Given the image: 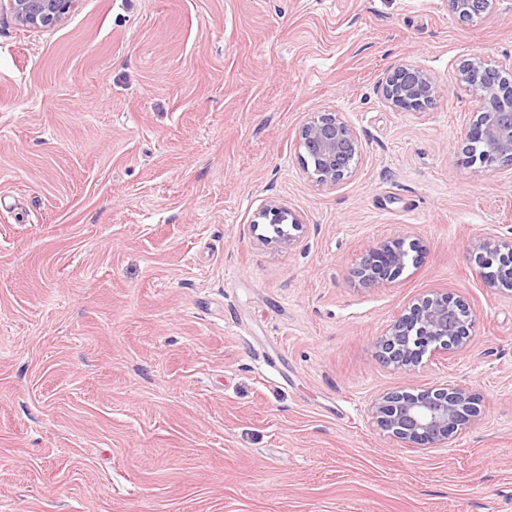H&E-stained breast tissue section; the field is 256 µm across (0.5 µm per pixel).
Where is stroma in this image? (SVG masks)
Wrapping results in <instances>:
<instances>
[{"instance_id": "1", "label": "stroma", "mask_w": 512, "mask_h": 512, "mask_svg": "<svg viewBox=\"0 0 512 512\" xmlns=\"http://www.w3.org/2000/svg\"><path fill=\"white\" fill-rule=\"evenodd\" d=\"M512 58V0H79L56 28L0 11V512H512V163H467L462 64ZM413 62L420 111L379 84ZM337 112L356 173L316 185L297 133ZM305 225L258 244L267 201ZM419 263L367 288L377 241ZM475 315L467 349L375 348L415 298ZM480 415L448 444L379 434L376 395L443 383ZM498 0H448V11L460 20L479 23L497 9ZM385 101L397 110H420L439 94V88L430 74L421 66L399 65L381 82ZM469 251L489 288L502 283L500 277L512 282V236H480L471 242Z\"/></svg>"}]
</instances>
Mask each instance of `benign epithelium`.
<instances>
[{
  "label": "benign epithelium",
  "instance_id": "obj_1",
  "mask_svg": "<svg viewBox=\"0 0 512 512\" xmlns=\"http://www.w3.org/2000/svg\"><path fill=\"white\" fill-rule=\"evenodd\" d=\"M77 0H0L15 23L28 29H50L75 8ZM498 0H448V12L460 20L479 23L497 9ZM479 71L512 75V61L477 56L459 70L458 81L477 94L479 112L468 127L466 140H479L484 150L471 161L491 170L512 160V112L500 107L512 102V83H478ZM385 101L397 110H419L439 94L430 74L421 66L399 65L381 82ZM298 157L304 171L317 183L336 187L356 171L363 146L356 131L336 112H319L298 133ZM263 228L257 241L264 247L294 244L304 228L299 216L280 203L268 202L256 214L253 228ZM401 240L381 241L370 247L354 270L359 282L378 288L395 281L405 268L409 252ZM470 257L488 287L501 279L512 282V236L488 235L470 244ZM475 318L462 301L444 293L416 298L388 325L375 346L381 357L398 367L419 364L426 355L466 348L473 338ZM479 398L455 384L379 395L371 406L376 428L409 448H435L448 443L479 416Z\"/></svg>",
  "mask_w": 512,
  "mask_h": 512
}]
</instances>
